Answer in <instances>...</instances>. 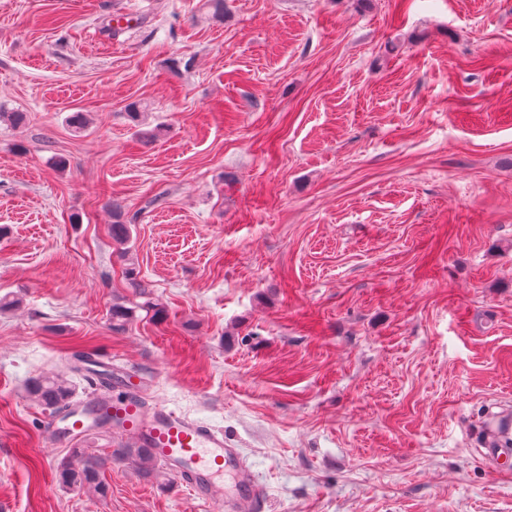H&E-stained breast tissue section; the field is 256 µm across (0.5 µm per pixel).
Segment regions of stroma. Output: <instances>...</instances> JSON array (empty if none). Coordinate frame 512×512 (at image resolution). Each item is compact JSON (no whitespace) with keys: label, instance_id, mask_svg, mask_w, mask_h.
I'll list each match as a JSON object with an SVG mask.
<instances>
[{"label":"stroma","instance_id":"35a3bbf8","mask_svg":"<svg viewBox=\"0 0 512 512\" xmlns=\"http://www.w3.org/2000/svg\"><path fill=\"white\" fill-rule=\"evenodd\" d=\"M5 294L0 512H224L59 485L26 386L100 350L265 512H512V0H0ZM484 427L492 439L491 443L488 445L489 448L496 445L502 447V445L499 443L502 438H512V419L509 415H488L484 422Z\"/></svg>","mask_w":512,"mask_h":512}]
</instances>
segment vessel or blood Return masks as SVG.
<instances>
[{"instance_id":"1","label":"vessel or blood","mask_w":512,"mask_h":512,"mask_svg":"<svg viewBox=\"0 0 512 512\" xmlns=\"http://www.w3.org/2000/svg\"><path fill=\"white\" fill-rule=\"evenodd\" d=\"M89 386L85 400L46 421L50 437L107 434L130 442L162 461L196 501L205 504L220 496L226 512H258L264 490L223 432L179 416L165 405L148 404L136 374L116 377L108 387L95 380ZM484 427L492 441L512 438V416L490 415Z\"/></svg>"}]
</instances>
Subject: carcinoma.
I'll return each instance as SVG.
<instances>
[{"label":"carcinoma","mask_w":512,"mask_h":512,"mask_svg":"<svg viewBox=\"0 0 512 512\" xmlns=\"http://www.w3.org/2000/svg\"><path fill=\"white\" fill-rule=\"evenodd\" d=\"M132 310L122 304L112 305L110 321L112 330L119 331L124 326ZM29 396L39 405L49 409H60L71 403L75 395L72 381L57 375H40L33 378L28 386ZM137 465L143 475L160 486L167 485L169 473L164 464L155 460L144 448L128 446L113 451V455L101 456L87 448H73L58 470L59 483L67 488L83 490L94 497L104 498L110 487L101 478V471L111 458Z\"/></svg>","instance_id":"cac0c4a2"}]
</instances>
